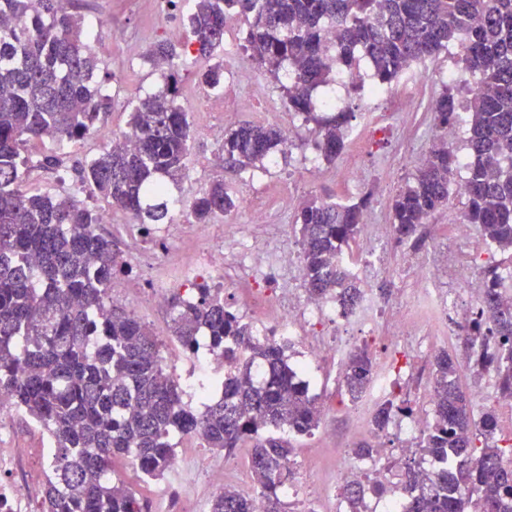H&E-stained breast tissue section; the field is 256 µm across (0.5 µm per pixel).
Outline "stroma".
I'll use <instances>...</instances> for the list:
<instances>
[{
  "label": "stroma",
  "mask_w": 512,
  "mask_h": 512,
  "mask_svg": "<svg viewBox=\"0 0 512 512\" xmlns=\"http://www.w3.org/2000/svg\"><path fill=\"white\" fill-rule=\"evenodd\" d=\"M81 5L83 34L93 42L101 61L103 88L113 96L114 105L88 138L63 147V168H30L23 175L22 188L28 192L51 193L79 189V197L84 203L111 210L114 223L127 224L131 218L126 212L110 208L107 200L91 187H80L77 171L87 159L109 147L115 136L127 130L131 101L161 86L160 71L145 63L144 56L158 39L176 41L182 38L185 28L180 17L188 12L192 0H181L175 7L168 0H82ZM242 28L241 18L227 19L224 42L231 45L232 51L227 54L220 50L214 56L218 62L232 57L233 64L226 69L228 78L240 76L245 80L243 91L250 96L251 104L239 112L238 119L278 125L293 146L287 158L277 160L267 170L253 175L244 172L225 176L224 181L237 200V208L224 215V223L243 227L240 243L245 248H256L272 236L278 237L286 246H298L299 233L290 211L274 213L267 226L251 222L253 199L259 196L271 198L285 191L300 203L320 195L342 201L370 196L366 223L387 226V201L412 180L421 155L432 145L435 129L431 105L441 93L449 69L454 66L452 56L459 53V46H451L449 52L429 59L428 75L424 80H417L409 72L394 85L396 96L409 99L410 107L383 126L376 123L362 86L318 89V97H337L353 114L344 149L336 159L327 161L308 146L309 140L315 137L314 124L303 123L287 111L273 78L254 67L240 49ZM178 88V100L190 114L194 139L184 173L172 186L170 195L189 202L216 175L215 170L208 167L207 160L217 153L224 134L223 111L220 93L199 84L193 70L179 72ZM312 168L317 174L311 179L307 173ZM354 168L361 171L362 177L352 184L348 181V173ZM465 203L463 195H452L448 207L432 219L436 235L431 239H409L397 248L389 238L377 237L369 242L357 238L354 253H362L368 247L378 258L376 265L366 268L363 279L359 280L361 290L372 293L378 305L386 311L392 310L397 301H412L408 264L412 257L433 270L436 287H447L448 273L461 257L459 248L448 239V227L461 221ZM124 308L147 326L162 356H169L174 342L169 309L150 308L142 299L125 303ZM0 436L6 443L22 448L21 467L36 480H44L46 460L38 451L40 439L34 433L31 421L18 412L0 411Z\"/></svg>",
  "instance_id": "obj_1"
}]
</instances>
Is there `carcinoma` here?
<instances>
[{
    "label": "carcinoma",
    "instance_id": "obj_1",
    "mask_svg": "<svg viewBox=\"0 0 512 512\" xmlns=\"http://www.w3.org/2000/svg\"><path fill=\"white\" fill-rule=\"evenodd\" d=\"M229 14L243 19L242 49L279 83L288 111L315 125L312 147L327 161L344 147L351 112L315 100L317 88L353 74L365 59L373 84L389 89L412 64L458 44L457 67L475 79L471 98L462 105L447 87L433 101L437 137L413 183L389 202L393 232L404 242L448 206L459 166L448 129L465 110L470 153L460 187L467 201L463 223L512 250V0H194L188 38L158 40L146 54L167 72L157 91L132 106L133 148L111 146L86 161L81 183L148 234L169 222L170 185L192 142L176 76L193 65L201 84L224 89V65L199 63L223 45ZM98 67L66 0H0V391L50 438L40 512H151L148 500L107 480L106 472L123 457L145 478L159 479L177 440L192 435L217 451L248 445L265 512H283L281 487L293 454L283 433L310 436L322 421L310 383L288 365V345L255 339L252 326L226 307L220 288H203L192 302L171 294L173 335L188 349L206 340L231 367L200 385L215 386L222 396L193 410L146 327L112 304V281L128 262L94 231L102 211L73 195L20 188L25 169L60 164L55 154H23L24 142L84 139L112 111L114 99L95 80ZM288 146L274 124L231 125L220 146L222 170L262 169ZM370 203L367 195L356 202L327 196L295 208L308 294L333 295L346 310L358 303L361 290L344 259L354 260L352 243ZM235 208L220 175L195 196L185 223L210 224ZM479 275L486 288L465 352L477 374L492 369L501 395L512 398V306L501 300L512 279L497 266ZM458 370L448 351L435 356L436 420L419 445L424 455L452 464L425 476L407 467L405 512H512V446H476L477 435L493 437L496 416L474 413ZM371 371L366 349L351 353L343 373L348 392L363 389ZM398 409L392 400L380 404L372 423L385 429ZM343 498L349 512H364L361 485L345 484ZM209 512H253V503L222 492Z\"/></svg>",
    "mask_w": 512,
    "mask_h": 512
}]
</instances>
